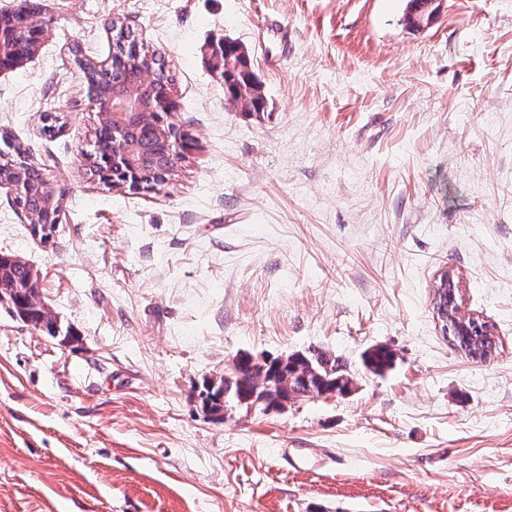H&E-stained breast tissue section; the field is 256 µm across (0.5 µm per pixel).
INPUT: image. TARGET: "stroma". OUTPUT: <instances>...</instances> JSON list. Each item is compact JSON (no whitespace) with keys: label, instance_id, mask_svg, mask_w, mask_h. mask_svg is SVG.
I'll return each mask as SVG.
<instances>
[{"label":"stroma","instance_id":"1","mask_svg":"<svg viewBox=\"0 0 512 512\" xmlns=\"http://www.w3.org/2000/svg\"><path fill=\"white\" fill-rule=\"evenodd\" d=\"M35 2L46 32L0 74V135L61 222L41 243L1 187L0 253L72 339L0 305V512H512V0H440L418 30L407 0ZM116 23L162 55L195 140L153 192L83 159L77 62H104ZM220 38L263 113L226 99ZM445 268L495 328L486 361L433 316ZM310 351L350 393L203 411L238 355ZM394 352L385 345L369 349L364 356V365L374 374H382L390 369L394 362Z\"/></svg>","mask_w":512,"mask_h":512}]
</instances>
